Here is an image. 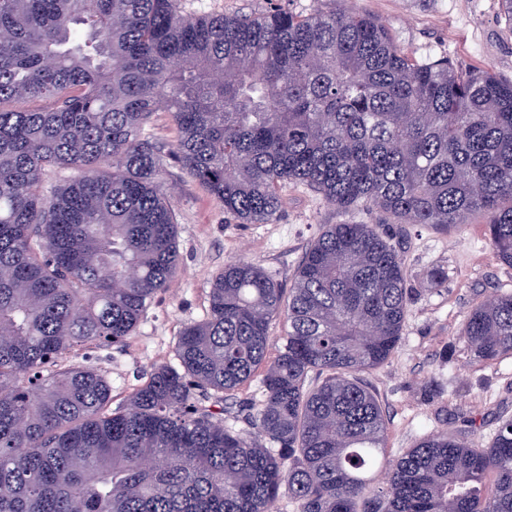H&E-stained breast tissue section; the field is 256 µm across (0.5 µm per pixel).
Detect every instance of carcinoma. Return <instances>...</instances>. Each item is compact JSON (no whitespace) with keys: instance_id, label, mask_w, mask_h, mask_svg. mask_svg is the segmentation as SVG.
<instances>
[{"instance_id":"obj_1","label":"carcinoma","mask_w":512,"mask_h":512,"mask_svg":"<svg viewBox=\"0 0 512 512\" xmlns=\"http://www.w3.org/2000/svg\"><path fill=\"white\" fill-rule=\"evenodd\" d=\"M51 101L47 109L36 101ZM241 224L301 184L338 209L461 231L473 215L512 268V82L420 61L363 13L185 16L179 0H0V512H512V416L488 445L458 416L398 459L361 374L387 363L413 289L382 224H326L289 291L258 264L213 276L205 319L114 412L89 342L123 346L178 267L165 159ZM80 172L51 195L42 184ZM288 322L275 356L270 325ZM512 354V291L457 334ZM262 370L232 430L202 398Z\"/></svg>"}]
</instances>
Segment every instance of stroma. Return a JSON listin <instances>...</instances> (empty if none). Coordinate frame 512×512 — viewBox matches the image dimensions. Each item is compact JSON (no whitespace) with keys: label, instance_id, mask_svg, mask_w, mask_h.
<instances>
[{"label":"stroma","instance_id":"1","mask_svg":"<svg viewBox=\"0 0 512 512\" xmlns=\"http://www.w3.org/2000/svg\"><path fill=\"white\" fill-rule=\"evenodd\" d=\"M274 3L303 15L316 9L365 13L379 19L405 52L445 56L458 66L486 68L512 80V29L497 0H181L180 7L187 15L259 14ZM148 134L167 156L164 180L178 220V271L147 307L127 346L89 343L77 350L78 362L94 365L111 382L116 407L155 366L174 363L181 330L206 317L210 281L225 264L252 261L287 289L323 225L378 219L374 213L338 211L306 186L289 184L281 192L276 222L236 223L171 158L179 132L168 113H157ZM402 247L408 285L416 296L394 355L364 375L388 423L386 453L399 457L426 431L460 412L477 420V439L489 443L496 413L512 416V356L481 363L454 338L476 302L512 289V268L488 247L478 219L460 234L403 225ZM435 266L448 270L447 288L440 292L428 289L427 275ZM448 348L454 354L447 360L443 352Z\"/></svg>","mask_w":512,"mask_h":512}]
</instances>
